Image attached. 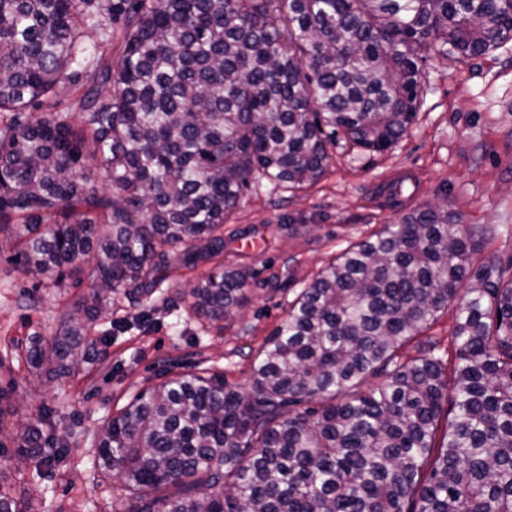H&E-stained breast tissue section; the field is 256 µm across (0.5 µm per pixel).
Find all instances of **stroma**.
<instances>
[{"mask_svg": "<svg viewBox=\"0 0 512 512\" xmlns=\"http://www.w3.org/2000/svg\"><path fill=\"white\" fill-rule=\"evenodd\" d=\"M414 123L389 149H330L322 178L298 192L262 180L250 186L224 223L223 254L201 269L244 268L248 299L222 326L195 317L181 293L197 272L172 267L166 286L141 304L116 297L96 326L91 360L63 382L17 364L12 351L31 336L51 340L67 311L88 292L64 281L49 287L0 253V385L16 392L0 420L72 433L66 461L42 476L15 467L0 450V478L33 498L40 512H112V480L95 462L106 417L142 391L186 371L223 376L246 388L255 355L280 325L288 303L350 244L368 239L397 215L385 191L403 183L404 208L444 204L474 233V265H512V42L478 57L431 56ZM200 269V270H201Z\"/></svg>", "mask_w": 512, "mask_h": 512, "instance_id": "1", "label": "stroma"}]
</instances>
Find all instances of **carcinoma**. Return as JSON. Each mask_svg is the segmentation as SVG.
Instances as JSON below:
<instances>
[{
  "label": "carcinoma",
  "mask_w": 512,
  "mask_h": 512,
  "mask_svg": "<svg viewBox=\"0 0 512 512\" xmlns=\"http://www.w3.org/2000/svg\"><path fill=\"white\" fill-rule=\"evenodd\" d=\"M104 17L122 47L90 64L78 124L36 111L77 84ZM509 41L512 0H0V230L23 271L89 288L17 362L73 376L112 296L151 297L173 253L194 269L224 252L256 177L317 182L340 134L389 148L420 62ZM474 250L448 205L403 212L301 290L247 388L186 372L140 393L98 437L112 512H512V278ZM248 279L212 271L184 298L218 323ZM464 284L453 359L429 339L403 353ZM8 444L39 477L71 436L0 424ZM0 512L31 505L0 486Z\"/></svg>",
  "instance_id": "carcinoma-1"
}]
</instances>
